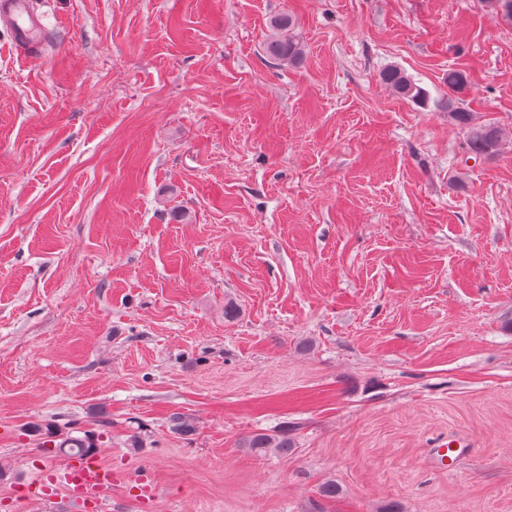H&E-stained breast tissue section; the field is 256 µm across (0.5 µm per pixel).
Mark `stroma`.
Segmentation results:
<instances>
[{"instance_id":"1","label":"stroma","mask_w":512,"mask_h":512,"mask_svg":"<svg viewBox=\"0 0 512 512\" xmlns=\"http://www.w3.org/2000/svg\"><path fill=\"white\" fill-rule=\"evenodd\" d=\"M33 3L43 57L0 28V512H73L23 493L69 462L41 426L153 472L151 508L120 482L110 512H512V20ZM284 13L303 57L279 66ZM391 66L429 103L392 94ZM452 68L498 155L436 108ZM285 427L288 453L242 446ZM452 439L471 447L450 470Z\"/></svg>"}]
</instances>
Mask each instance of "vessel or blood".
<instances>
[{
	"label": "vessel or blood",
	"mask_w": 512,
	"mask_h": 512,
	"mask_svg": "<svg viewBox=\"0 0 512 512\" xmlns=\"http://www.w3.org/2000/svg\"><path fill=\"white\" fill-rule=\"evenodd\" d=\"M0 21L11 32L16 50L25 57L34 58L40 53L43 24L31 9L30 0H0ZM119 477L111 468L98 460L86 458L64 468L41 470L35 487L52 486L63 489L76 507V512H107L112 500V486ZM142 502H154L160 495V486L146 470L129 475Z\"/></svg>",
	"instance_id": "obj_1"
}]
</instances>
